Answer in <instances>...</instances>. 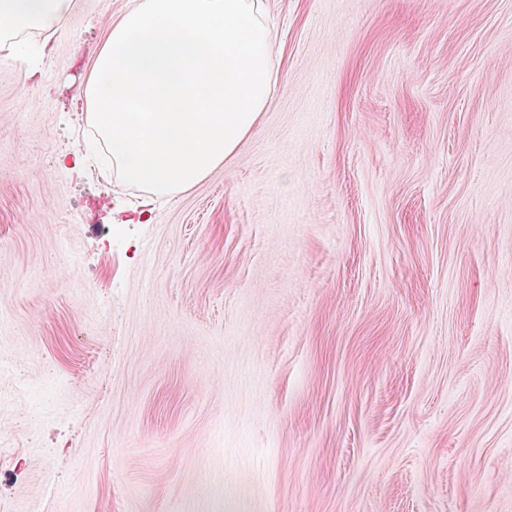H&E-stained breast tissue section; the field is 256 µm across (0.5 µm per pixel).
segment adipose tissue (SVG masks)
<instances>
[{
	"label": "adipose tissue",
	"mask_w": 512,
	"mask_h": 512,
	"mask_svg": "<svg viewBox=\"0 0 512 512\" xmlns=\"http://www.w3.org/2000/svg\"><path fill=\"white\" fill-rule=\"evenodd\" d=\"M73 0H0V46L56 32ZM263 0H129L83 89L122 182L145 188L128 221L187 191L257 125L277 76Z\"/></svg>",
	"instance_id": "obj_1"
}]
</instances>
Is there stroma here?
Returning <instances> with one entry per match:
<instances>
[{
	"label": "stroma",
	"instance_id": "obj_1",
	"mask_svg": "<svg viewBox=\"0 0 512 512\" xmlns=\"http://www.w3.org/2000/svg\"><path fill=\"white\" fill-rule=\"evenodd\" d=\"M127 2L0 49V512H512V0H266L148 224L56 164Z\"/></svg>",
	"mask_w": 512,
	"mask_h": 512
}]
</instances>
